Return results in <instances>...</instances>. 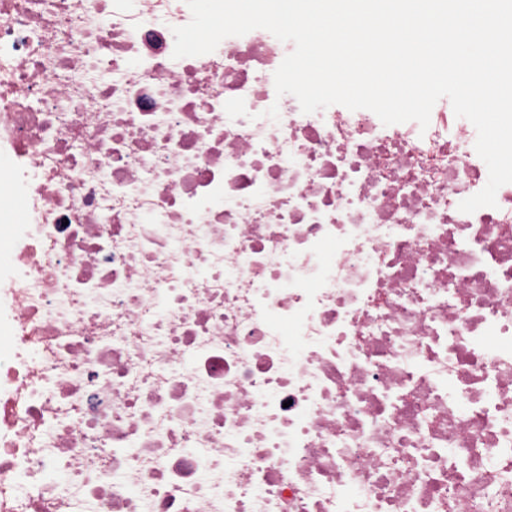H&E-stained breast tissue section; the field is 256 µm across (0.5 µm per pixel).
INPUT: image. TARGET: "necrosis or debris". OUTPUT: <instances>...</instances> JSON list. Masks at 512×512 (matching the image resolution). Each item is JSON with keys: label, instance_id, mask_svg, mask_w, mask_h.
<instances>
[{"label": "necrosis or debris", "instance_id": "obj_1", "mask_svg": "<svg viewBox=\"0 0 512 512\" xmlns=\"http://www.w3.org/2000/svg\"><path fill=\"white\" fill-rule=\"evenodd\" d=\"M190 20L0 0V512H512V183Z\"/></svg>", "mask_w": 512, "mask_h": 512}]
</instances>
